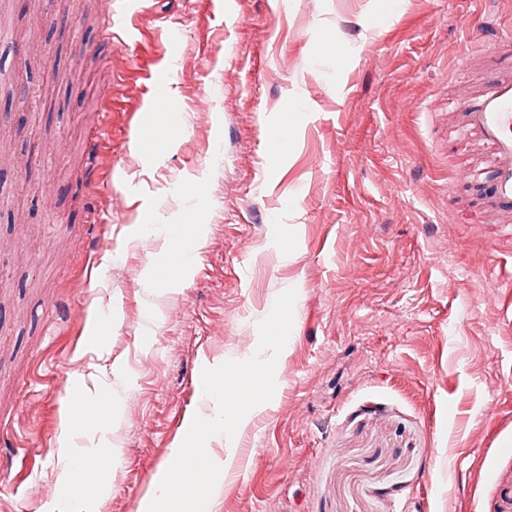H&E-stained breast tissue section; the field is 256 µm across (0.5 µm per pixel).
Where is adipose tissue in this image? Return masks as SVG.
<instances>
[{
  "label": "adipose tissue",
  "mask_w": 512,
  "mask_h": 512,
  "mask_svg": "<svg viewBox=\"0 0 512 512\" xmlns=\"http://www.w3.org/2000/svg\"><path fill=\"white\" fill-rule=\"evenodd\" d=\"M133 235L141 240L159 241L160 251L165 262L150 267L146 274L148 285V318H155L158 308L157 299L168 293L171 269L189 268L196 257V251L204 244L203 227L197 223L186 226V241L192 245L191 251H184L182 244L173 242L165 234L161 224L135 225ZM185 241V242H186ZM61 468L60 494L48 506V512H96L98 501L110 490L107 473L100 465V456L96 449L72 447L59 458Z\"/></svg>",
  "instance_id": "1"
}]
</instances>
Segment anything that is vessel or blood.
<instances>
[{
    "label": "vessel or blood",
    "mask_w": 512,
    "mask_h": 512,
    "mask_svg": "<svg viewBox=\"0 0 512 512\" xmlns=\"http://www.w3.org/2000/svg\"><path fill=\"white\" fill-rule=\"evenodd\" d=\"M453 107L460 115L455 130L458 139L479 142L490 155V182L473 170L467 180L474 186V215L489 211L512 221V69L485 77L459 96ZM111 140H90L87 163L80 173L86 186H96L101 171L100 154H111Z\"/></svg>",
    "instance_id": "1"
}]
</instances>
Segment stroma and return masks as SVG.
Masks as SVG:
<instances>
[{
	"instance_id": "35a3bbf8",
	"label": "stroma",
	"mask_w": 512,
	"mask_h": 512,
	"mask_svg": "<svg viewBox=\"0 0 512 512\" xmlns=\"http://www.w3.org/2000/svg\"><path fill=\"white\" fill-rule=\"evenodd\" d=\"M386 5L0 0V103L27 116L0 127V512L58 495L63 404L89 373L124 399L75 426L86 447L111 422L121 451L98 512H138L205 410L203 369L257 346L290 288L275 394L213 512H500L512 241L470 222L457 175L487 160L448 138L452 99L502 59L512 0ZM98 116L112 158L89 192ZM155 214L205 242L150 324L162 257L129 231ZM92 336L102 355L83 353ZM98 124L95 129L94 136L91 138L90 142L87 146V163L84 169H82L80 173V177L82 182L89 187H95L99 181L101 165L99 163V155H98V139L97 129L99 124V119H95Z\"/></svg>"
}]
</instances>
